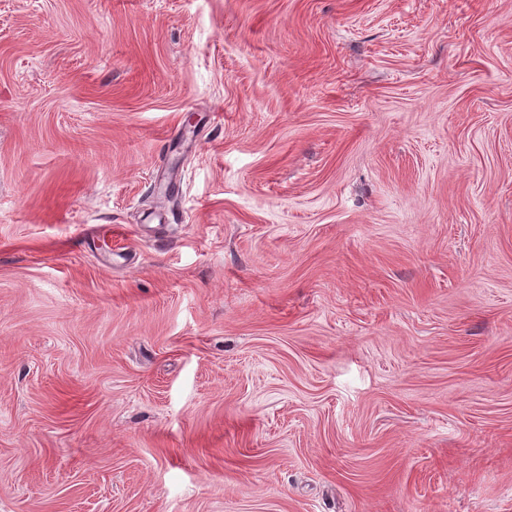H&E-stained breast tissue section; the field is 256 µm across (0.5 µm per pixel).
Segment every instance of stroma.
Masks as SVG:
<instances>
[{
  "instance_id": "35a3bbf8",
  "label": "stroma",
  "mask_w": 512,
  "mask_h": 512,
  "mask_svg": "<svg viewBox=\"0 0 512 512\" xmlns=\"http://www.w3.org/2000/svg\"><path fill=\"white\" fill-rule=\"evenodd\" d=\"M0 512H512V0H0Z\"/></svg>"
}]
</instances>
